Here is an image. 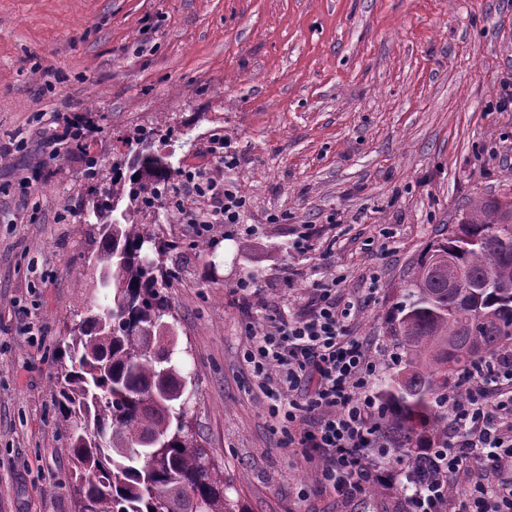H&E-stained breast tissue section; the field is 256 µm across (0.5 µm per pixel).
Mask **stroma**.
Masks as SVG:
<instances>
[{
	"instance_id": "1",
	"label": "stroma",
	"mask_w": 512,
	"mask_h": 512,
	"mask_svg": "<svg viewBox=\"0 0 512 512\" xmlns=\"http://www.w3.org/2000/svg\"><path fill=\"white\" fill-rule=\"evenodd\" d=\"M511 72L512 0H0V512H75L55 398L59 341L104 294L75 278L96 267L85 174L137 133L247 202L201 235L170 201L157 219L178 244L190 425L225 494L239 512H404L373 485L318 489L245 353L320 278L358 298L357 336L394 346L426 245L473 199L512 197V112L489 109Z\"/></svg>"
}]
</instances>
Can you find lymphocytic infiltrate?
I'll use <instances>...</instances> for the list:
<instances>
[{"mask_svg":"<svg viewBox=\"0 0 512 512\" xmlns=\"http://www.w3.org/2000/svg\"><path fill=\"white\" fill-rule=\"evenodd\" d=\"M180 177L184 189L215 199L221 223H240L243 197L218 190L199 167ZM355 307L337 298L335 280L316 281L308 312L272 322L246 353L289 444L318 461L320 487L348 499L370 485L396 489L406 512H512V354L499 353L491 372L466 373L448 396L447 440L422 444L396 468L398 444L381 428L373 390L375 349L348 330ZM458 483L460 502L450 494Z\"/></svg>","mask_w":512,"mask_h":512,"instance_id":"lymphocytic-infiltrate-1","label":"lymphocytic infiltrate"}]
</instances>
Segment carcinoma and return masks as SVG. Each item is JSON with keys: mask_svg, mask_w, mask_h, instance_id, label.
Instances as JSON below:
<instances>
[{"mask_svg": "<svg viewBox=\"0 0 512 512\" xmlns=\"http://www.w3.org/2000/svg\"><path fill=\"white\" fill-rule=\"evenodd\" d=\"M136 145L134 155L113 159L104 187L99 171L89 177L96 197L90 241L103 270L97 287L111 292L112 304L73 323L59 350L56 406L69 425L64 451L74 462L76 509L83 512L88 500L93 512H184L194 496L205 512H237L224 496V474L207 465L190 430L185 375L159 333L172 317L163 257L174 244L160 227L127 217L153 207L180 170L174 151L156 153L143 138ZM126 166L134 169L127 179ZM125 198L129 205L114 215ZM461 223L477 240L459 254L470 275L512 282V210L478 198ZM454 235L449 229L419 264L456 245ZM390 335L401 368L379 398L388 431L404 448L440 442L448 437L442 395L467 370L490 369L493 355L512 342V294L488 292L476 302L465 288L414 276L402 286Z\"/></svg>", "mask_w": 512, "mask_h": 512, "instance_id": "carcinoma-1", "label": "carcinoma"}]
</instances>
